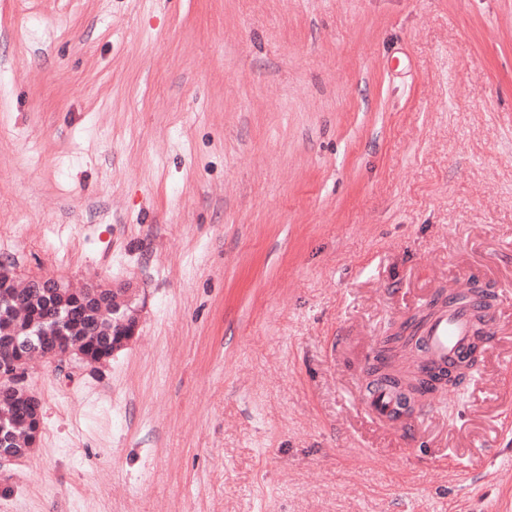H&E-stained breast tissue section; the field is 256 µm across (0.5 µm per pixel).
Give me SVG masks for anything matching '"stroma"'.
<instances>
[{
  "instance_id": "35a3bbf8",
  "label": "stroma",
  "mask_w": 512,
  "mask_h": 512,
  "mask_svg": "<svg viewBox=\"0 0 512 512\" xmlns=\"http://www.w3.org/2000/svg\"><path fill=\"white\" fill-rule=\"evenodd\" d=\"M126 286L30 365L0 512H512V0H0V256ZM477 280L476 371L390 433L389 325ZM360 400L364 407L365 414L371 419L382 424H389L395 418L397 398L387 387L374 386L359 390Z\"/></svg>"
}]
</instances>
